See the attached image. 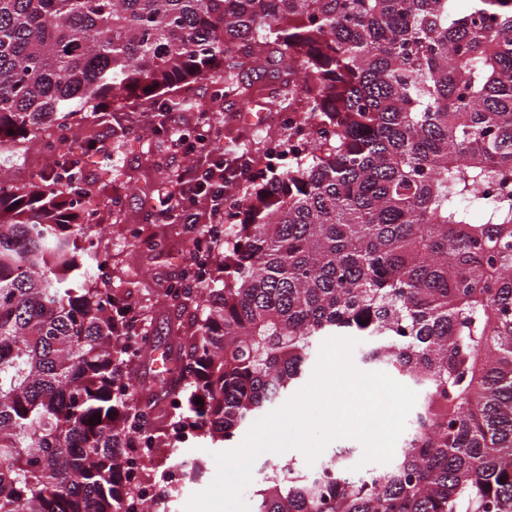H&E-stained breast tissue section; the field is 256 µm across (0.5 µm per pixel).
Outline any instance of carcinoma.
<instances>
[{
    "instance_id": "1",
    "label": "carcinoma",
    "mask_w": 512,
    "mask_h": 512,
    "mask_svg": "<svg viewBox=\"0 0 512 512\" xmlns=\"http://www.w3.org/2000/svg\"><path fill=\"white\" fill-rule=\"evenodd\" d=\"M269 60L308 148L227 199L176 377L139 395L74 130L200 79L241 96ZM51 120L54 167L0 180V512L132 508L145 432L233 447L333 336L415 389L409 433L365 472L265 461L253 512H512V0H0V160Z\"/></svg>"
}]
</instances>
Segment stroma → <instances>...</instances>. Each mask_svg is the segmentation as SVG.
<instances>
[{
	"instance_id": "obj_1",
	"label": "stroma",
	"mask_w": 512,
	"mask_h": 512,
	"mask_svg": "<svg viewBox=\"0 0 512 512\" xmlns=\"http://www.w3.org/2000/svg\"><path fill=\"white\" fill-rule=\"evenodd\" d=\"M252 95L248 102L226 98L215 102L210 125H201L193 112H177L173 118L180 130L203 135L221 143H236L255 172L252 183L262 182L270 171L265 160L267 141H287L284 124L269 120L267 97L276 81L271 69L248 70L242 75ZM152 108L120 101L89 126L98 151L111 154L119 162L118 174H108L100 164L88 161L83 169L85 185L96 193L100 203L99 225L105 231L103 244L113 261L123 270L122 279L137 284L133 311L150 338L151 349L144 364L133 370L134 386L156 384L168 364L164 359L180 322L176 309L159 293L163 283L177 279L180 264L173 253L156 255L143 248L127 245L121 237L125 224L142 225L145 232L171 237L172 226L156 215L152 203L158 195L177 191L182 169L187 161L175 154L165 136L153 130ZM252 183H236L229 196L239 199L250 191ZM212 447L205 440L183 448V457L200 465L199 479L185 481L172 489L167 512H183L191 496L206 489L216 474Z\"/></svg>"
}]
</instances>
